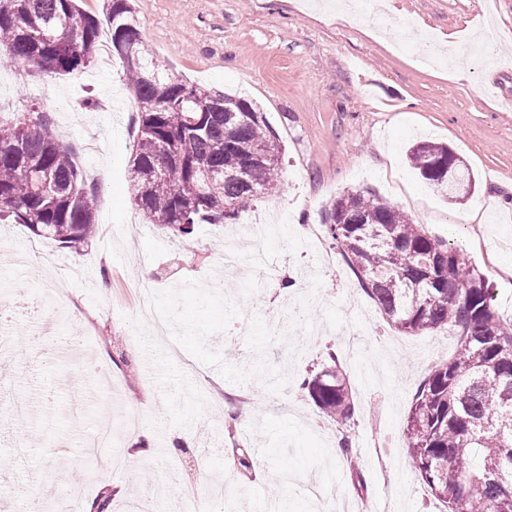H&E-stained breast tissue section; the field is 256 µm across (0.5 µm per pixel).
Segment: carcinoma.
Masks as SVG:
<instances>
[{
	"mask_svg": "<svg viewBox=\"0 0 512 512\" xmlns=\"http://www.w3.org/2000/svg\"><path fill=\"white\" fill-rule=\"evenodd\" d=\"M108 2L102 21L78 0H0V61L69 75L94 60L107 29L136 105L133 202L182 240L202 224H234L278 193L282 145L264 112L164 73L130 0ZM51 125L34 103L0 123V216L77 251L94 231L95 190ZM258 154L257 175L241 177ZM407 156L448 200L476 186L463 161L448 163L446 145L420 141ZM325 227L396 329H446L457 338L453 356L431 369L411 404L405 436L415 471L444 512H512V320L496 312L486 274L397 206L359 191L331 202ZM300 389L324 416L350 426L356 405L334 351Z\"/></svg>",
	"mask_w": 512,
	"mask_h": 512,
	"instance_id": "carcinoma-1",
	"label": "carcinoma"
}]
</instances>
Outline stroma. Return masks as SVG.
<instances>
[{"label":"stroma","mask_w":512,"mask_h":512,"mask_svg":"<svg viewBox=\"0 0 512 512\" xmlns=\"http://www.w3.org/2000/svg\"><path fill=\"white\" fill-rule=\"evenodd\" d=\"M145 46L184 81L255 102L283 146L282 188L244 212L273 221L265 237L245 243L279 265V279L239 285L223 272L211 288L224 229L201 227L185 243L148 223L131 199L136 115L120 66L61 76L0 82V122L21 98L50 113L52 131L70 146L97 190V230L77 252L49 241L59 261L57 297L65 312L42 333L24 317L22 293L33 290L32 264L9 254L30 239L25 225L0 220V306L14 308L10 350L0 353V505L59 512L69 490L90 501L115 488L112 512L148 504L151 512H190L182 483L226 485L216 512H337L344 499L367 500L378 512H441L412 468L404 428L417 386L455 350L444 332L409 336L388 324L351 268L321 231L331 201L347 190L399 207L431 235L461 248L486 273L496 307L512 319V277L486 260L512 267V0H387L385 14L336 17L334 0H133ZM489 27L477 44L470 31ZM458 34L462 74L438 63ZM450 146L474 172L478 187L465 202L441 197L406 155L418 137ZM333 268H325L323 254ZM146 269L167 334L135 315L129 281ZM306 275V294L282 277ZM298 309L288 333L270 332L268 315ZM334 351L346 373L357 415L349 429L353 455L338 466L342 428L323 420L299 385ZM108 365L117 392L83 373V360ZM31 417L16 421L13 401ZM138 409L136 431L112 425L128 461L124 471L85 475L84 443L112 405ZM251 451L253 467L231 466L233 445ZM149 446V457L136 448Z\"/></svg>","instance_id":"35a3bbf8"}]
</instances>
